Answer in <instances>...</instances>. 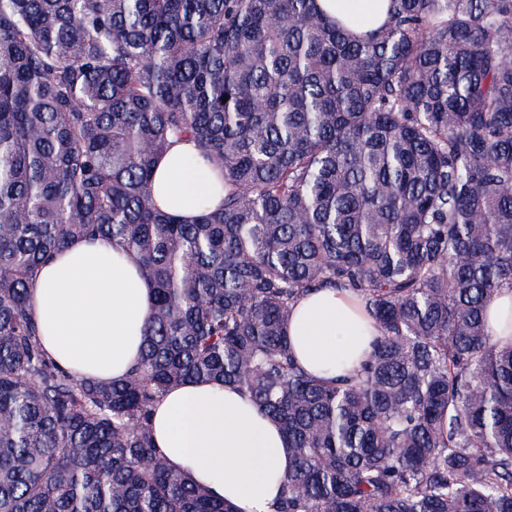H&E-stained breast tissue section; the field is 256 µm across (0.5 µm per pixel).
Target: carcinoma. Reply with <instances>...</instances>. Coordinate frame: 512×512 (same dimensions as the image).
<instances>
[{"instance_id": "obj_1", "label": "carcinoma", "mask_w": 512, "mask_h": 512, "mask_svg": "<svg viewBox=\"0 0 512 512\" xmlns=\"http://www.w3.org/2000/svg\"><path fill=\"white\" fill-rule=\"evenodd\" d=\"M180 139L224 180L190 222L152 190ZM96 236L155 288L113 381L58 367L28 299ZM323 288L379 331L333 384L287 338ZM502 288L512 0H390L362 36L316 0H0V512H236L154 441V405L192 381L280 424L273 512H512ZM488 327L500 344H512V289L502 288L488 304Z\"/></svg>"}]
</instances>
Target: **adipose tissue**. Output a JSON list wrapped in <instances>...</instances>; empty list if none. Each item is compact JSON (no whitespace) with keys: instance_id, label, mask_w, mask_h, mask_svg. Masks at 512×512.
<instances>
[{"instance_id":"ef3b65f1","label":"adipose tissue","mask_w":512,"mask_h":512,"mask_svg":"<svg viewBox=\"0 0 512 512\" xmlns=\"http://www.w3.org/2000/svg\"><path fill=\"white\" fill-rule=\"evenodd\" d=\"M356 33L383 25L389 0H318ZM158 206L194 219L223 192L204 166L196 143H174L153 176ZM154 300L136 259L100 238L70 244L41 266L29 302L44 346L62 368L92 379H119L140 356ZM376 330L351 291L324 288L303 296L288 323V341L302 367L331 381L347 359L363 361ZM157 447L169 465L188 473L236 512H271L290 463L281 428L251 398L219 382H188L168 392L153 410Z\"/></svg>"}]
</instances>
